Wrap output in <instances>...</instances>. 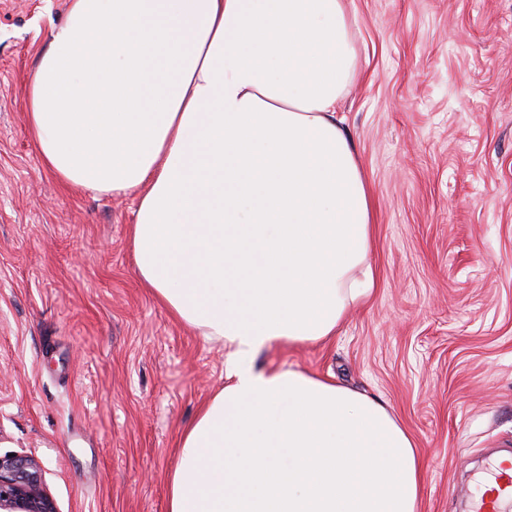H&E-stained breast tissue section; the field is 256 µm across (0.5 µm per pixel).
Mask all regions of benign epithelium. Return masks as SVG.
Masks as SVG:
<instances>
[{"label": "benign epithelium", "instance_id": "obj_1", "mask_svg": "<svg viewBox=\"0 0 512 512\" xmlns=\"http://www.w3.org/2000/svg\"><path fill=\"white\" fill-rule=\"evenodd\" d=\"M0 512H58L34 457L0 456Z\"/></svg>", "mask_w": 512, "mask_h": 512}]
</instances>
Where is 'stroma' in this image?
I'll use <instances>...</instances> for the list:
<instances>
[{
    "mask_svg": "<svg viewBox=\"0 0 512 512\" xmlns=\"http://www.w3.org/2000/svg\"><path fill=\"white\" fill-rule=\"evenodd\" d=\"M67 0H0V456L58 512H167L180 430L224 383V344L141 283L135 195L41 164L26 86ZM338 112L374 202L377 289L321 344L260 368L379 398L425 465L421 512H465L512 449V0H351Z\"/></svg>",
    "mask_w": 512,
    "mask_h": 512,
    "instance_id": "1",
    "label": "stroma"
}]
</instances>
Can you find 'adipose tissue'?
Instances as JSON below:
<instances>
[{
  "label": "adipose tissue",
  "mask_w": 512,
  "mask_h": 512,
  "mask_svg": "<svg viewBox=\"0 0 512 512\" xmlns=\"http://www.w3.org/2000/svg\"><path fill=\"white\" fill-rule=\"evenodd\" d=\"M352 25L349 0H68L28 79L43 167L137 194L140 280L228 349L168 512H419L421 460L381 401L254 364L332 339L374 289L373 199L337 114Z\"/></svg>",
  "instance_id": "adipose-tissue-1"
}]
</instances>
